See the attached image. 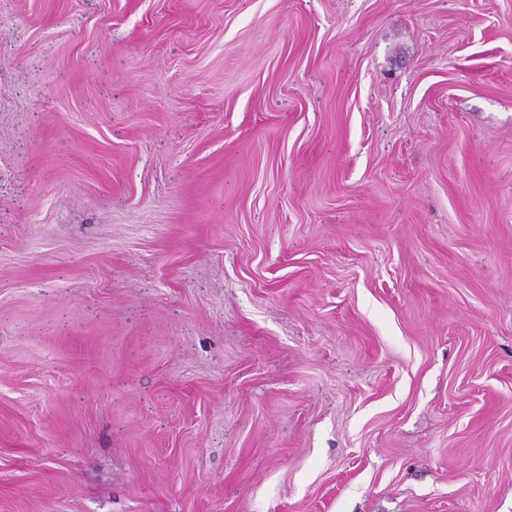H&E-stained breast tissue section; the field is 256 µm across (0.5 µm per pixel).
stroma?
Listing matches in <instances>:
<instances>
[{
	"label": "stroma",
	"mask_w": 512,
	"mask_h": 512,
	"mask_svg": "<svg viewBox=\"0 0 512 512\" xmlns=\"http://www.w3.org/2000/svg\"><path fill=\"white\" fill-rule=\"evenodd\" d=\"M0 512H512V0H0Z\"/></svg>",
	"instance_id": "35a3bbf8"
}]
</instances>
